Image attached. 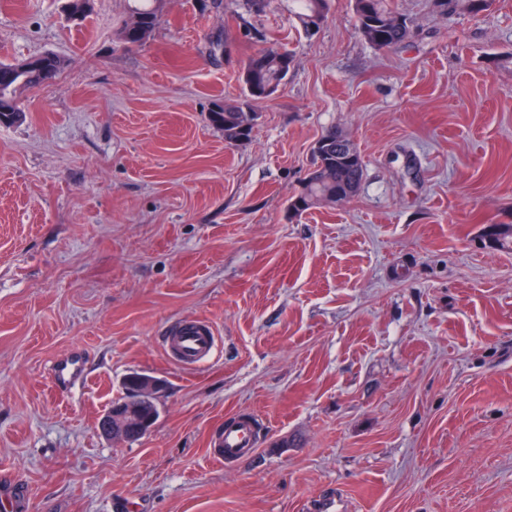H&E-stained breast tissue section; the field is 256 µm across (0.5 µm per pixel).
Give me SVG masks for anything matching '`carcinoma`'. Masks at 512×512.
I'll return each mask as SVG.
<instances>
[{"label":"carcinoma","mask_w":512,"mask_h":512,"mask_svg":"<svg viewBox=\"0 0 512 512\" xmlns=\"http://www.w3.org/2000/svg\"><path fill=\"white\" fill-rule=\"evenodd\" d=\"M130 19L118 30V37L129 35L127 43L142 45L153 34L159 20L163 0H137ZM291 15L300 30L308 33L310 26L327 16L331 0H290ZM442 12L477 14L482 8L477 0H437ZM357 29L362 39L377 49H393L414 36L411 20L399 12L392 0H357L352 6ZM293 57L288 51L274 48L252 54L242 71V82L248 97L257 102L270 99L284 84ZM64 61L53 53H45L30 66L29 60L0 63V124L8 125L21 117L20 95L27 88L53 82ZM243 106L233 101H218L208 113V121L224 132V137L237 142L250 140L251 132L241 130ZM326 141L317 156L316 169L303 181L300 192L291 198L289 206L298 214L320 205L336 203L338 197H353L362 186L365 164L347 134L334 127L321 136Z\"/></svg>","instance_id":"cac0c4a2"}]
</instances>
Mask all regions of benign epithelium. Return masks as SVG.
<instances>
[{
	"label": "benign epithelium",
	"mask_w": 512,
	"mask_h": 512,
	"mask_svg": "<svg viewBox=\"0 0 512 512\" xmlns=\"http://www.w3.org/2000/svg\"><path fill=\"white\" fill-rule=\"evenodd\" d=\"M137 379V391L129 394L122 403L110 407L99 422L100 432L111 440L125 441L151 431L142 421L141 408L143 403L159 399L163 383L148 374H140Z\"/></svg>",
	"instance_id": "1"
}]
</instances>
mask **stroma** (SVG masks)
Listing matches in <instances>:
<instances>
[{
	"label": "stroma",
	"instance_id": "1",
	"mask_svg": "<svg viewBox=\"0 0 512 512\" xmlns=\"http://www.w3.org/2000/svg\"><path fill=\"white\" fill-rule=\"evenodd\" d=\"M394 4L415 34L378 50L347 0L311 38L273 0L255 24L293 62L230 146L207 115L245 100L240 0H165L140 46L127 0H0V62L67 61L0 125V478L27 512H512V252L485 236L512 225V0ZM332 127L361 189L292 216ZM178 320L214 326L210 361L168 357ZM132 371L159 417L113 441ZM241 414L256 453L211 461ZM137 379V391L127 396L126 392L130 387L123 383V388L125 390L124 397L113 403L112 406L104 413L99 422L100 432L111 440L125 441L129 438L136 437L128 442L138 441L144 436L142 434H146L151 431L155 425V417H152V414L154 411L156 414L158 413L157 404L154 407L152 404H145L143 406V403L152 399L157 401L163 391V383L160 379L148 374H140L137 376ZM124 399L125 401H123ZM142 406L143 409L141 414ZM142 417H152L149 421L152 425L147 428L149 423L143 422Z\"/></svg>",
	"mask_w": 512,
	"mask_h": 512
}]
</instances>
